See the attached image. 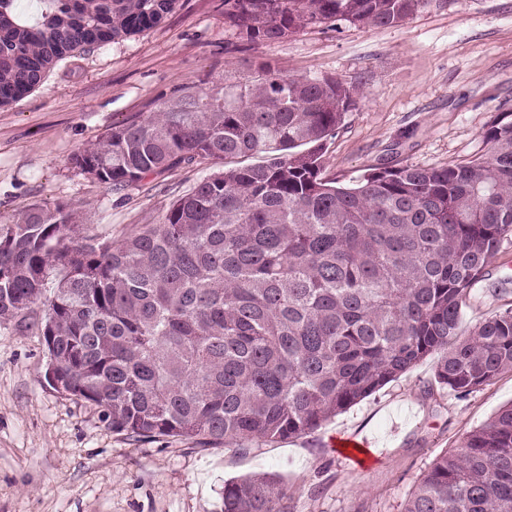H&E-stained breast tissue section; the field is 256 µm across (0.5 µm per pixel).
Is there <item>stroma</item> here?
I'll use <instances>...</instances> for the list:
<instances>
[{
  "label": "stroma",
  "mask_w": 512,
  "mask_h": 512,
  "mask_svg": "<svg viewBox=\"0 0 512 512\" xmlns=\"http://www.w3.org/2000/svg\"><path fill=\"white\" fill-rule=\"evenodd\" d=\"M326 74L360 99L329 139L325 174L346 184L376 167L436 166L486 152V130L512 112V0H446L403 25L346 22L250 43L224 22V0H177L158 25L57 61L41 84L0 107V222L32 204L69 203L84 232L120 239L158 221L213 167L178 168L120 192L71 156L112 126L175 96L249 77ZM512 309V241L490 259L462 309V328ZM42 339L0 327V512H221L225 481L278 475L290 512H400L433 459L512 402V373L465 396L428 392L427 358L298 438L247 452L112 432L100 408L44 384ZM368 444L358 467L333 440Z\"/></svg>",
  "instance_id": "obj_1"
}]
</instances>
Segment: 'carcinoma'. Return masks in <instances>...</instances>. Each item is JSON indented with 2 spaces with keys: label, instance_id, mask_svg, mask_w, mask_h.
<instances>
[{
  "label": "carcinoma",
  "instance_id": "1",
  "mask_svg": "<svg viewBox=\"0 0 512 512\" xmlns=\"http://www.w3.org/2000/svg\"><path fill=\"white\" fill-rule=\"evenodd\" d=\"M13 2L0 0V106L63 57L158 25L176 0H47L33 26ZM440 2L224 0V19L273 44L334 21L397 27ZM359 97L261 64L112 126L70 162L115 189L198 161L217 170L117 241L83 234L71 204L0 225V326L36 330L60 394L102 408L112 431L238 452L311 433L428 357L458 396L512 372V310L460 329L512 238V114L482 155L345 185L324 153ZM223 506L289 512L288 493L246 476L224 484ZM401 512H512V403L436 456Z\"/></svg>",
  "mask_w": 512,
  "mask_h": 512
}]
</instances>
